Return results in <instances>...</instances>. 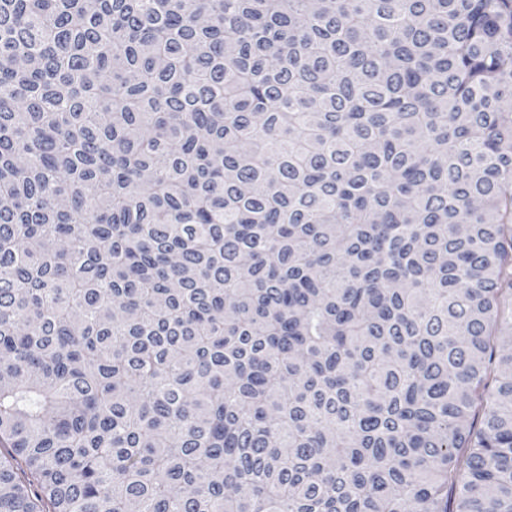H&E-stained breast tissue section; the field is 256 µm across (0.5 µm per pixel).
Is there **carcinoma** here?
Segmentation results:
<instances>
[{
	"mask_svg": "<svg viewBox=\"0 0 512 512\" xmlns=\"http://www.w3.org/2000/svg\"><path fill=\"white\" fill-rule=\"evenodd\" d=\"M0 512H512V0H0Z\"/></svg>",
	"mask_w": 512,
	"mask_h": 512,
	"instance_id": "1",
	"label": "carcinoma"
}]
</instances>
